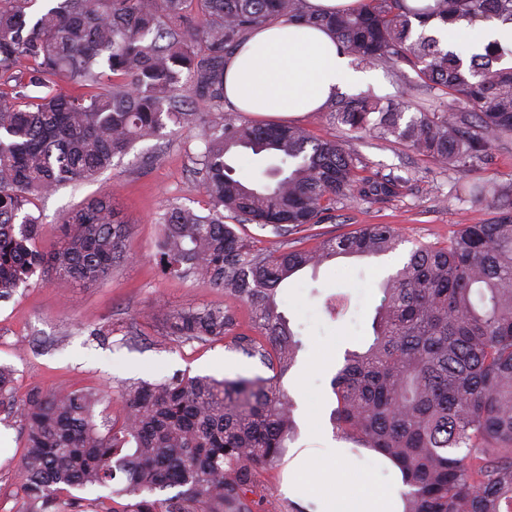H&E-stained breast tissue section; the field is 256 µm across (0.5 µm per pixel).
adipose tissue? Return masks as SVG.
I'll return each instance as SVG.
<instances>
[{
  "instance_id": "obj_1",
  "label": "adipose tissue",
  "mask_w": 512,
  "mask_h": 512,
  "mask_svg": "<svg viewBox=\"0 0 512 512\" xmlns=\"http://www.w3.org/2000/svg\"><path fill=\"white\" fill-rule=\"evenodd\" d=\"M350 60L330 30L282 21L261 25L230 55L224 98L233 108L261 116L290 117L320 112L351 76ZM346 448L331 449L326 465L300 448L288 466V495L312 501L318 512H404L407 487L399 466L372 452L375 468L393 473L391 483L354 489L345 468Z\"/></svg>"
}]
</instances>
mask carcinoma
<instances>
[{
    "instance_id": "obj_1",
    "label": "carcinoma",
    "mask_w": 512,
    "mask_h": 512,
    "mask_svg": "<svg viewBox=\"0 0 512 512\" xmlns=\"http://www.w3.org/2000/svg\"><path fill=\"white\" fill-rule=\"evenodd\" d=\"M0 0V300L41 271L59 288L108 282L127 258L129 225L106 193L66 214L49 250L28 208L66 183L90 179L168 124H192L206 211L174 206L161 218L165 272L219 288L243 304L173 310L168 335L224 340L258 359L269 377L177 376L123 387V414L98 418V393L67 387L20 400L0 366V414L25 437L23 488L31 512H250L257 469L280 460L297 433L280 378L300 340L279 311L280 287L307 267L346 254L396 252L398 229L365 224L311 247L284 237L320 224L336 203H374L404 187L399 176H359L336 141L299 126L252 124L224 111V62L257 26L278 20L324 26L358 65L404 64L448 97L445 110L404 112L372 94L337 102L333 120L403 142L470 170L494 141L512 138V49L490 43L465 62L423 28L434 19L512 23V0H363L312 15L305 0ZM196 3L197 19L187 15ZM187 89L201 112H180ZM279 161L276 183L241 177L231 154ZM466 198L505 202L496 224H463L422 245L381 283L372 337L345 353L331 380L340 437L375 448L406 475L404 512H512V186L473 184ZM255 225L271 239L241 231ZM169 489L166 498L155 494ZM83 491L86 496H78Z\"/></svg>"
}]
</instances>
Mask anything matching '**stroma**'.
<instances>
[{"label":"stroma","mask_w":512,"mask_h":512,"mask_svg":"<svg viewBox=\"0 0 512 512\" xmlns=\"http://www.w3.org/2000/svg\"><path fill=\"white\" fill-rule=\"evenodd\" d=\"M356 81L344 85L343 96L371 93L409 113L438 109L442 91L418 83L405 65L361 66ZM320 139H333L358 161V173L407 177L396 196L381 203L362 200L337 203L313 234L340 236L361 224H392L403 236L402 251L445 241L461 224H494L503 212L497 199L460 202L463 185L512 183V142L492 148L488 158L464 172L419 156L406 145L380 140L333 123L328 112L292 117ZM201 143L193 126H167L162 134L138 141L97 180L67 185L37 199L31 211L44 226L43 245L60 233L61 214L100 192H111L129 225L127 260L110 282L87 288L60 289L33 277L9 302L0 301V364L14 368L19 397L57 387L112 391L122 382H160L176 375H267L258 359L228 350L223 341L183 342L167 333L170 311L199 308L224 301V293L189 279L167 275L156 254L160 236L157 219L172 204L201 209L203 197L192 158ZM391 260H333L317 271H305L280 297L281 310L300 335L302 347L295 366L281 385L296 402L297 442L315 462H324L335 447L330 413L336 406L331 379L346 351L371 335L380 303L379 284ZM349 296L347 313L336 320L324 310L330 295ZM112 323L115 333L103 343L93 340L94 326ZM140 335L129 342L126 331ZM25 438L18 419L0 422V512H30L20 471ZM287 459L259 469V492L250 496L251 512H300L302 505L283 489Z\"/></svg>","instance_id":"obj_1"}]
</instances>
